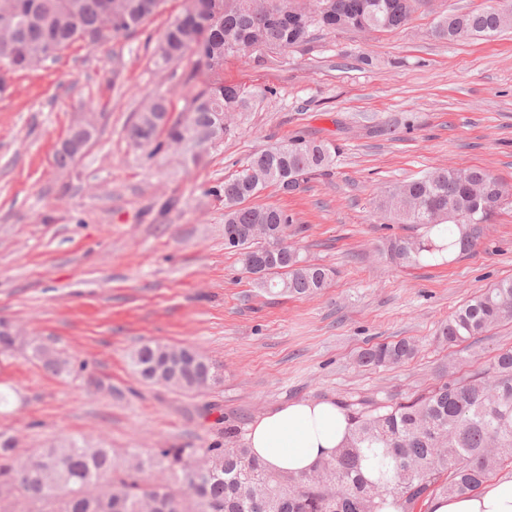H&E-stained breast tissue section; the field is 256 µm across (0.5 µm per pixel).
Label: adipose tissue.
<instances>
[{"instance_id":"ef3b65f1","label":"adipose tissue","mask_w":512,"mask_h":512,"mask_svg":"<svg viewBox=\"0 0 512 512\" xmlns=\"http://www.w3.org/2000/svg\"><path fill=\"white\" fill-rule=\"evenodd\" d=\"M350 431L345 413L330 401L299 400L258 419L250 428L251 456L276 474L311 473L335 456ZM430 512H512V477L486 484L480 491L434 498Z\"/></svg>"}]
</instances>
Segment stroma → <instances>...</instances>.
I'll return each mask as SVG.
<instances>
[{"label":"stroma","mask_w":512,"mask_h":512,"mask_svg":"<svg viewBox=\"0 0 512 512\" xmlns=\"http://www.w3.org/2000/svg\"><path fill=\"white\" fill-rule=\"evenodd\" d=\"M494 2L435 0L393 32L318 31L261 66L225 59V82L252 105L228 116L229 133L196 165L148 155L126 135L145 98L166 94L176 118L186 108L190 61L153 64L181 0H165L132 36L77 43L12 75L0 95V319L86 369L58 377L30 351L0 356V432L25 455L81 436L144 458L243 445L285 403L401 399L436 384L443 365L478 370L512 347V322L465 347L437 338L470 297L512 279V198L473 249L439 266L386 261L388 239L424 229L376 209L382 191L433 168H483L512 190V30L433 34L441 16ZM87 107L98 136L60 172L57 146ZM297 136L336 144L330 175L296 194L267 187L255 202L306 225L302 255L334 269L303 298L255 286L224 246V203L212 193L253 153ZM401 338L417 345L412 360L358 365L363 349ZM148 341L195 345L220 364V383L199 393L143 383L131 355Z\"/></svg>","instance_id":"obj_1"}]
</instances>
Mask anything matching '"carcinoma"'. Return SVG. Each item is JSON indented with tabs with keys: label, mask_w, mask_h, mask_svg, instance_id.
Segmentation results:
<instances>
[{
	"label": "carcinoma",
	"mask_w": 512,
	"mask_h": 512,
	"mask_svg": "<svg viewBox=\"0 0 512 512\" xmlns=\"http://www.w3.org/2000/svg\"><path fill=\"white\" fill-rule=\"evenodd\" d=\"M184 0L162 31L155 65L162 68L194 58L188 81L202 80L192 94L190 115L171 120L169 101L150 97L127 127V136L154 155L182 150L194 161L202 149L224 138L225 115L249 107L244 89L224 82L229 56L251 57L255 44L283 51L308 41L312 32L367 26L393 31L405 27L418 0ZM163 0H0V74L32 71L76 43L96 48L135 34ZM512 28V4L450 13L436 25L437 37L464 41L492 37ZM336 147L325 140L297 137L256 152L247 166L224 178L213 193L224 196L225 246L239 253L244 270L251 254L264 256L257 287L291 297H309L327 287L333 271L306 260L291 239L305 232L292 215L274 206H250L268 186L298 190L314 176L328 174ZM508 196L488 171L435 169L380 196L377 208L397 224H419L424 237L389 239L382 254L390 262L416 266L445 261L477 244L484 224ZM250 224L267 225L264 240L247 236ZM512 320V280L471 298L441 324L439 338L453 346L477 339L496 324ZM33 357L55 375L72 372L70 360L35 343ZM174 347L144 344L132 361L142 380L185 391L201 389L218 376L212 362L185 364L175 371L158 366ZM416 347L406 340L381 343L359 358L364 365L403 363ZM351 432L336 455L299 477L274 474L246 447L205 450L214 472L195 482L194 455L186 448H159L150 464H120L98 441L71 439L21 461L13 438L0 434V490L19 494L9 512H379L386 497L412 506L430 496L479 490L506 462H512V348L499 350L490 365L466 377L454 372L431 390L407 400L340 403ZM93 484L97 493L84 495Z\"/></svg>",
	"instance_id": "carcinoma-1"
}]
</instances>
